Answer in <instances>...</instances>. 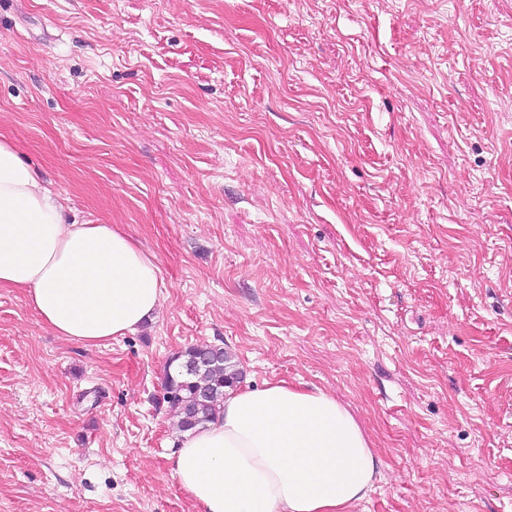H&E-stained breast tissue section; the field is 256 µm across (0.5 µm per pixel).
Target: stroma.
Instances as JSON below:
<instances>
[{"mask_svg": "<svg viewBox=\"0 0 512 512\" xmlns=\"http://www.w3.org/2000/svg\"><path fill=\"white\" fill-rule=\"evenodd\" d=\"M0 136L164 281L91 349L0 288V512H196L201 345L349 409L355 512H512V0H0Z\"/></svg>", "mask_w": 512, "mask_h": 512, "instance_id": "obj_1", "label": "stroma"}]
</instances>
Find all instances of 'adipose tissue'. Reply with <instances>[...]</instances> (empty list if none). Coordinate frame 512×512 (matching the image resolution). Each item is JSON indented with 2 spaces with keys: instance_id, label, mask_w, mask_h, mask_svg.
I'll use <instances>...</instances> for the list:
<instances>
[{
  "instance_id": "adipose-tissue-1",
  "label": "adipose tissue",
  "mask_w": 512,
  "mask_h": 512,
  "mask_svg": "<svg viewBox=\"0 0 512 512\" xmlns=\"http://www.w3.org/2000/svg\"><path fill=\"white\" fill-rule=\"evenodd\" d=\"M0 288L24 291L56 335L97 347L153 317L163 279L120 225L66 222L0 136ZM171 461L199 512H352L380 466L333 396L284 380L228 391L211 422L180 433Z\"/></svg>"
}]
</instances>
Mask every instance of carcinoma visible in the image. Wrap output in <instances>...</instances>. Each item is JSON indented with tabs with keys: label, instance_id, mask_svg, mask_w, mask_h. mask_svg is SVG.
I'll return each mask as SVG.
<instances>
[{
	"label": "carcinoma",
	"instance_id": "cac0c4a2",
	"mask_svg": "<svg viewBox=\"0 0 512 512\" xmlns=\"http://www.w3.org/2000/svg\"><path fill=\"white\" fill-rule=\"evenodd\" d=\"M204 351L214 354L210 365L188 374L185 365ZM166 371L163 401L168 404L178 431L194 429L212 420L224 403V391L241 382L242 373L232 354L220 346L190 347L172 359Z\"/></svg>",
	"mask_w": 512,
	"mask_h": 512
}]
</instances>
